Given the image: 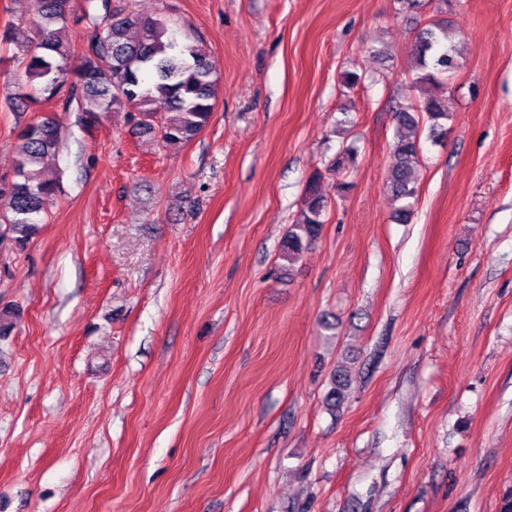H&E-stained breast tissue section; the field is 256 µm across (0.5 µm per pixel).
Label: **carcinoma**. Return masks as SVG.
I'll list each match as a JSON object with an SVG mask.
<instances>
[{"label": "carcinoma", "instance_id": "cac0c4a2", "mask_svg": "<svg viewBox=\"0 0 512 512\" xmlns=\"http://www.w3.org/2000/svg\"><path fill=\"white\" fill-rule=\"evenodd\" d=\"M77 12L94 28L79 55L67 36L70 16ZM133 29L139 32L136 38L129 35ZM12 43L25 44L26 57L6 55L4 46ZM415 55L420 73L414 88L420 96L417 104L396 111L394 162L386 179L392 195L405 201L418 192L421 145L414 113L426 114L432 137L447 132V99L439 89L459 67V57L448 46L445 21H431L419 29ZM11 63L21 69L29 87L14 94L15 111L62 98L66 105H74L87 127L100 123L105 114L123 112L139 136L164 146L195 139L215 108L218 76L208 53L197 44L179 42L164 18L124 15L112 8V0H33L32 18H21L0 31V64ZM158 98L164 101L163 113L152 107ZM19 139L13 179L0 188V249L21 248L29 241L57 191V179L49 175L45 159L59 152L63 130L52 117L42 115L26 124ZM356 159V150L348 147L330 170L346 169ZM327 203L323 176L317 171L306 186L303 220L291 225L283 238L282 263L273 274L282 276L319 238ZM346 389L344 374H333L327 394L331 409L340 407Z\"/></svg>", "mask_w": 512, "mask_h": 512}]
</instances>
